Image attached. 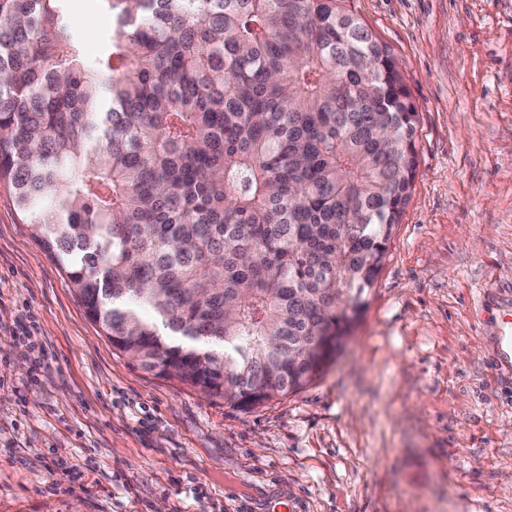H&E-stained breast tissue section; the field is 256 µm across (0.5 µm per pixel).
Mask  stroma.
<instances>
[{"instance_id":"obj_1","label":"stroma","mask_w":512,"mask_h":512,"mask_svg":"<svg viewBox=\"0 0 512 512\" xmlns=\"http://www.w3.org/2000/svg\"><path fill=\"white\" fill-rule=\"evenodd\" d=\"M419 113L341 351L240 410L113 350L0 183V512H512V0H347Z\"/></svg>"}]
</instances>
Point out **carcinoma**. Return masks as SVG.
I'll use <instances>...</instances> for the list:
<instances>
[{
    "label": "carcinoma",
    "mask_w": 512,
    "mask_h": 512,
    "mask_svg": "<svg viewBox=\"0 0 512 512\" xmlns=\"http://www.w3.org/2000/svg\"><path fill=\"white\" fill-rule=\"evenodd\" d=\"M0 0V182L139 365L251 408L312 381L416 175L418 112L346 0ZM71 23L75 28L85 30L89 38L85 45V52L88 56H94L99 48L98 35L109 30L110 24L103 14H95L85 6H77L71 13Z\"/></svg>",
    "instance_id": "1"
}]
</instances>
